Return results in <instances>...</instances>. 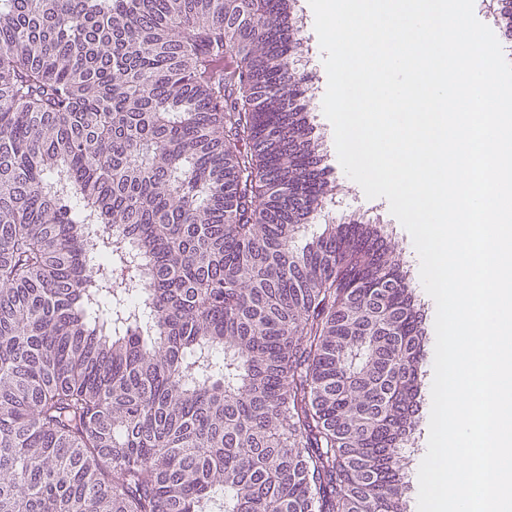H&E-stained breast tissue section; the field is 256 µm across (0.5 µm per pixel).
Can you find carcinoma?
Listing matches in <instances>:
<instances>
[{"label": "carcinoma", "instance_id": "1", "mask_svg": "<svg viewBox=\"0 0 512 512\" xmlns=\"http://www.w3.org/2000/svg\"><path fill=\"white\" fill-rule=\"evenodd\" d=\"M296 0H0V512H406L424 328L326 224Z\"/></svg>", "mask_w": 512, "mask_h": 512}]
</instances>
